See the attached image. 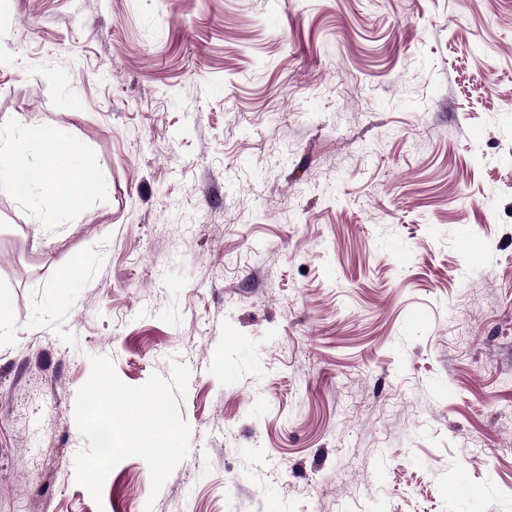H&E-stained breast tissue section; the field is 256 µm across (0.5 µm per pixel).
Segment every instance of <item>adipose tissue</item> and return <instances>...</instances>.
<instances>
[{"mask_svg": "<svg viewBox=\"0 0 512 512\" xmlns=\"http://www.w3.org/2000/svg\"><path fill=\"white\" fill-rule=\"evenodd\" d=\"M30 143L43 147L41 159L34 164L25 158L26 146ZM80 152L79 144L62 133L51 137L36 127H25L15 134L0 133V187L24 181L57 203L92 194L98 188L95 177L88 176L82 182L71 184L58 178L59 172Z\"/></svg>", "mask_w": 512, "mask_h": 512, "instance_id": "adipose-tissue-1", "label": "adipose tissue"}]
</instances>
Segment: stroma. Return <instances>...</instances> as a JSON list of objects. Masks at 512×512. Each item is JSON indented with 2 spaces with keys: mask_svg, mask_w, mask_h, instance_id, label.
<instances>
[{
  "mask_svg": "<svg viewBox=\"0 0 512 512\" xmlns=\"http://www.w3.org/2000/svg\"><path fill=\"white\" fill-rule=\"evenodd\" d=\"M1 125L100 189L0 190V512H512V0H0ZM94 356L190 371L159 494Z\"/></svg>",
  "mask_w": 512,
  "mask_h": 512,
  "instance_id": "stroma-1",
  "label": "stroma"
}]
</instances>
